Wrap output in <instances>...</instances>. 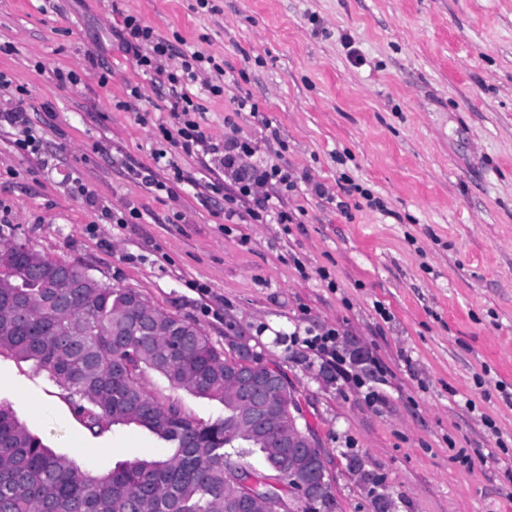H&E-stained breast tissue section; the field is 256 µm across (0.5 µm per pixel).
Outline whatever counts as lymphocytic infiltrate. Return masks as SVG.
Instances as JSON below:
<instances>
[{
  "mask_svg": "<svg viewBox=\"0 0 512 512\" xmlns=\"http://www.w3.org/2000/svg\"><path fill=\"white\" fill-rule=\"evenodd\" d=\"M114 36L122 50L132 56L142 75L152 83L170 86L175 91L168 119L158 126L163 139L185 153L215 159L223 167L225 177L235 183L237 191L227 199L225 219L237 217L241 203L245 202L254 223H294V213L286 210L280 195L273 192L277 186L288 192L295 190L297 182L288 169L256 159L255 148L249 139L233 135L225 136L221 141L213 139L197 120L200 107L194 103L188 87L200 81L211 93H221L223 68L213 64L211 56L201 51L183 56L180 65H172V45L131 14L124 15L122 27Z\"/></svg>",
  "mask_w": 512,
  "mask_h": 512,
  "instance_id": "obj_1",
  "label": "lymphocytic infiltrate"
}]
</instances>
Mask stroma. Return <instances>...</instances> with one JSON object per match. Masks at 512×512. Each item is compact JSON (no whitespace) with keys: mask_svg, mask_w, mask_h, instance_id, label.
<instances>
[{"mask_svg":"<svg viewBox=\"0 0 512 512\" xmlns=\"http://www.w3.org/2000/svg\"><path fill=\"white\" fill-rule=\"evenodd\" d=\"M122 8L0 0V73L11 82L0 108L23 105L41 139L32 155L0 126V206L15 239L140 292L216 346L249 337L297 390L325 450L333 500L322 512H380L387 499L393 512H512V0ZM127 13L230 75L217 96L191 86L197 120L288 168L297 189L281 198L295 223L225 220L234 186L210 158L173 147L155 163L171 90L113 45ZM90 53L107 84L85 73ZM59 69L83 76L63 85ZM132 84L142 96L126 110ZM240 95L255 112L236 111ZM143 166L165 190L137 178ZM330 328L350 378L298 342ZM143 385L201 421L221 412L155 372ZM0 403L95 473L167 453L134 424L92 436L47 373L6 350Z\"/></svg>","mask_w":512,"mask_h":512,"instance_id":"1","label":"stroma"}]
</instances>
